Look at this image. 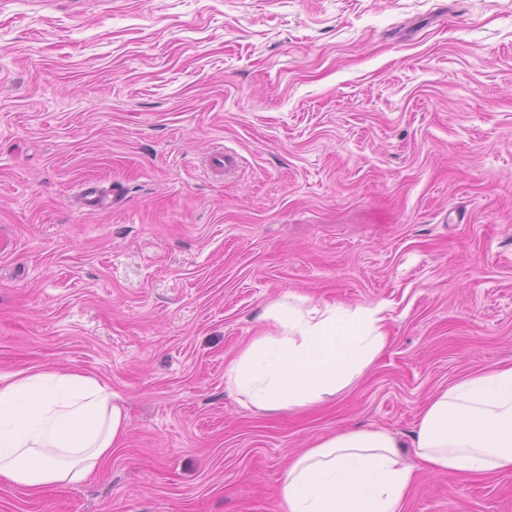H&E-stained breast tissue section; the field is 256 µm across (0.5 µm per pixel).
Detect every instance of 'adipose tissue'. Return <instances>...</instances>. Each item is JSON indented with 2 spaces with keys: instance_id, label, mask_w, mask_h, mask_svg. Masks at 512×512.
<instances>
[{
  "instance_id": "adipose-tissue-1",
  "label": "adipose tissue",
  "mask_w": 512,
  "mask_h": 512,
  "mask_svg": "<svg viewBox=\"0 0 512 512\" xmlns=\"http://www.w3.org/2000/svg\"><path fill=\"white\" fill-rule=\"evenodd\" d=\"M272 333L253 337L226 366L229 387L260 411L336 395L388 342L383 309L306 307L283 297L266 309ZM115 394L86 372L0 376V485L37 492L78 485L128 432ZM414 446L438 473L512 472V366L440 388L423 408ZM413 471L380 429L347 430L295 456L278 488L283 512H401Z\"/></svg>"
}]
</instances>
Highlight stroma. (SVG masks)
Returning a JSON list of instances; mask_svg holds the SVG:
<instances>
[{
	"label": "stroma",
	"instance_id": "obj_1",
	"mask_svg": "<svg viewBox=\"0 0 512 512\" xmlns=\"http://www.w3.org/2000/svg\"><path fill=\"white\" fill-rule=\"evenodd\" d=\"M1 239L0 375L94 373L129 429L0 512H282L352 428L401 444L402 512H512V473L412 448L439 387L512 366V0H0ZM286 295L383 306L390 341L257 412L224 368Z\"/></svg>",
	"mask_w": 512,
	"mask_h": 512
}]
</instances>
